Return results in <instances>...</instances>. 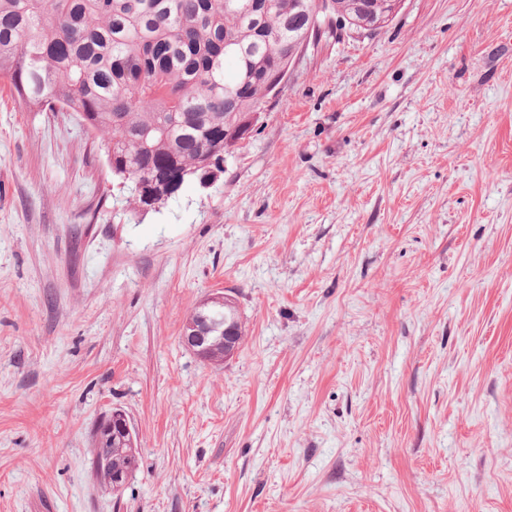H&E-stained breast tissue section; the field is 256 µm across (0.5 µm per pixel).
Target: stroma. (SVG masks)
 I'll use <instances>...</instances> for the list:
<instances>
[{"label": "stroma", "mask_w": 512, "mask_h": 512, "mask_svg": "<svg viewBox=\"0 0 512 512\" xmlns=\"http://www.w3.org/2000/svg\"><path fill=\"white\" fill-rule=\"evenodd\" d=\"M106 143L0 77V512H512V0L322 39L155 210ZM216 291L220 364L180 341ZM105 431L103 437L102 435L100 436L104 442H109L111 437L115 440L133 437L130 421L126 414L119 409L112 411ZM107 445L108 448H98L97 440L95 439V448H93L91 458L93 472L106 484L111 473H132L137 468L138 463L137 448H134V443L129 444L117 440L115 443L110 441ZM129 478V474L124 473L112 475V489L114 491H121Z\"/></svg>", "instance_id": "stroma-1"}]
</instances>
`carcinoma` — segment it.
Listing matches in <instances>:
<instances>
[{
	"instance_id": "obj_1",
	"label": "carcinoma",
	"mask_w": 512,
	"mask_h": 512,
	"mask_svg": "<svg viewBox=\"0 0 512 512\" xmlns=\"http://www.w3.org/2000/svg\"><path fill=\"white\" fill-rule=\"evenodd\" d=\"M387 0H0V76L21 104L63 108L108 134L112 172L139 207L175 195L206 158L224 172V141L269 103L268 78L295 42L320 29L386 27ZM208 360H224L221 331L242 333L235 303L199 307ZM134 445L93 448L103 481L137 468Z\"/></svg>"
}]
</instances>
